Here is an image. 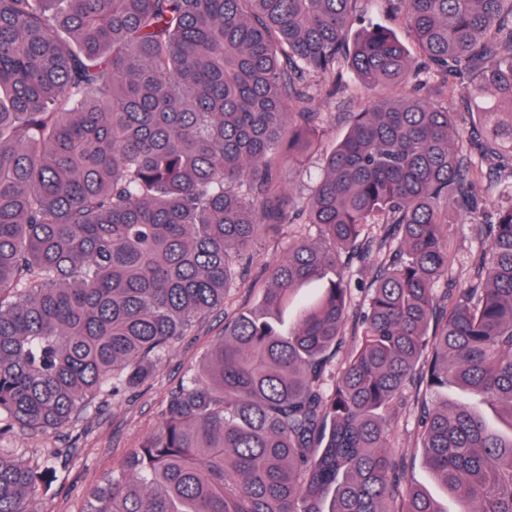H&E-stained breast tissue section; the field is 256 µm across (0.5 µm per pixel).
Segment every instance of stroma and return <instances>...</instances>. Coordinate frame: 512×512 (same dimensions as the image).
<instances>
[{
	"instance_id": "35a3bbf8",
	"label": "stroma",
	"mask_w": 512,
	"mask_h": 512,
	"mask_svg": "<svg viewBox=\"0 0 512 512\" xmlns=\"http://www.w3.org/2000/svg\"><path fill=\"white\" fill-rule=\"evenodd\" d=\"M311 96L309 108L317 114L321 141L327 147L343 139L348 129V113L363 111L379 98L377 92L364 89L350 73L346 74L344 85L337 88L312 81ZM323 165L324 157L320 154L285 165L283 179L287 192L296 200L305 201L321 176ZM501 180L502 176L497 172L481 179L477 191L482 207L477 218L461 216L448 226L456 252L453 276L457 282L470 280L473 267L486 248L478 227L490 222L503 203L499 193ZM297 236L298 226L293 223L283 225L278 236L263 239L223 308L200 319L143 385L116 396L100 393L85 414L67 428L51 434L50 438L18 432L0 441V446L16 449L23 460L29 459L33 450L47 441L59 448L71 443L78 448L79 454L70 463L64 480L43 493L42 512H80L103 476L119 468L135 448L158 432L169 393L201 365L212 345L222 338L225 319L258 303L272 266L287 255L289 243ZM417 414V389L411 384L389 409V450L402 461L407 481L427 490L447 512H458V501L436 483L415 447Z\"/></svg>"
}]
</instances>
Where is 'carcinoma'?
I'll return each instance as SVG.
<instances>
[{
	"label": "carcinoma",
	"instance_id": "1",
	"mask_svg": "<svg viewBox=\"0 0 512 512\" xmlns=\"http://www.w3.org/2000/svg\"><path fill=\"white\" fill-rule=\"evenodd\" d=\"M357 0H0V439L47 435L99 393L144 384L224 308L237 262L293 215L317 228L271 269L260 305L224 324L168 398L158 432L84 512H447L403 484L386 412L419 379L499 409L423 401L419 447L460 512H512V202L448 289V212L512 156V0H387L466 125L425 97L349 113L306 205L280 161L318 149L309 79L408 81L388 28L350 36ZM293 102L297 112L286 111ZM388 226L357 344L344 335L348 254ZM322 291L283 316L297 291ZM0 447V512H40L45 464Z\"/></svg>",
	"mask_w": 512,
	"mask_h": 512
}]
</instances>
